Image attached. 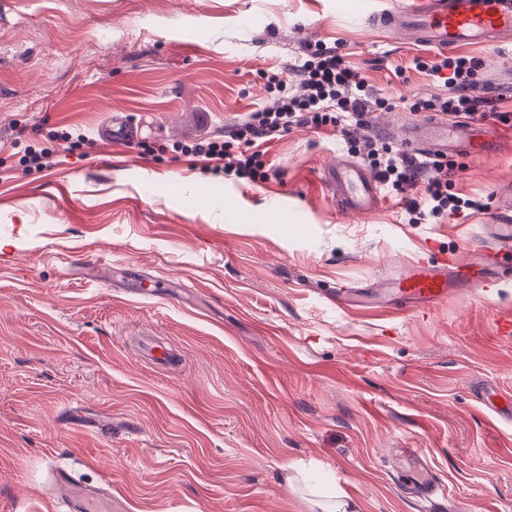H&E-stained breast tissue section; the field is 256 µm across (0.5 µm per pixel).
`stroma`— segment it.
Listing matches in <instances>:
<instances>
[{
	"label": "stroma",
	"instance_id": "35a3bbf8",
	"mask_svg": "<svg viewBox=\"0 0 512 512\" xmlns=\"http://www.w3.org/2000/svg\"><path fill=\"white\" fill-rule=\"evenodd\" d=\"M350 2L0 0V512H64L55 466L109 481L117 512H311L294 468L359 512H413L402 474L444 479V512H512V421L480 403L512 400V253L497 287H452L426 312L334 301L480 256L512 218V144L449 154L453 193L485 209L428 224L391 195L368 217L337 211L323 174L348 147L331 125L263 144L281 170L263 184L171 150L270 106L263 72L293 79L318 42L395 104L358 138L399 144L412 104L445 88ZM472 54L512 113V48ZM119 119L139 142L106 137ZM53 126L87 146L23 170ZM145 278L165 293L140 294ZM148 338L177 363L145 359Z\"/></svg>",
	"mask_w": 512,
	"mask_h": 512
}]
</instances>
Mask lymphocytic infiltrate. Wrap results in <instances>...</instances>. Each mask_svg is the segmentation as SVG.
Here are the masks:
<instances>
[{"instance_id":"f902f5d3","label":"lymphocytic infiltrate","mask_w":512,"mask_h":512,"mask_svg":"<svg viewBox=\"0 0 512 512\" xmlns=\"http://www.w3.org/2000/svg\"><path fill=\"white\" fill-rule=\"evenodd\" d=\"M411 68L424 73L449 89L448 96L418 102V109L450 116H466L477 121L512 123V114L485 111L480 95L479 74L482 62L469 55L413 58ZM266 87L273 96L271 107L250 113L223 135L189 139L173 143L174 152L212 164L216 171L238 180L263 182L274 175L267 166L260 146L284 136L296 125L319 128L326 125H367V117L377 110L392 109L389 99L380 96L366 78L348 67L335 48L319 44L308 52L295 71L293 89H286L281 73L267 75ZM44 145L27 147L21 158L26 170H43L54 163L56 142H64L68 151L82 149V135L64 128L38 130ZM349 150L362 155L378 179L393 193L404 196L409 223L419 224L434 218L444 219L462 212L483 211L481 201L451 193L453 166L437 158L422 160L403 149L389 146L381 139L360 141L347 136ZM422 187L420 197H412L414 187Z\"/></svg>"}]
</instances>
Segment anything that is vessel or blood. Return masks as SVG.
<instances>
[{"mask_svg":"<svg viewBox=\"0 0 512 512\" xmlns=\"http://www.w3.org/2000/svg\"><path fill=\"white\" fill-rule=\"evenodd\" d=\"M373 28L400 36L407 45L438 50L463 47L504 48L512 45V0H421L415 7H402L378 14ZM423 136L405 126L401 138L408 152L439 155L448 151L481 157L496 151L499 138L471 121L433 119L423 125ZM325 182L336 198L340 214L366 216L380 207L382 184L359 161L346 157L326 169ZM488 270L451 254L437 262H423L383 289L388 305H406L418 311L435 306L448 296L449 281L474 284L485 281ZM51 484L66 512H107L112 495L107 487L86 485L62 469L53 470Z\"/></svg>","mask_w":512,"mask_h":512,"instance_id":"1","label":"vessel or blood"}]
</instances>
